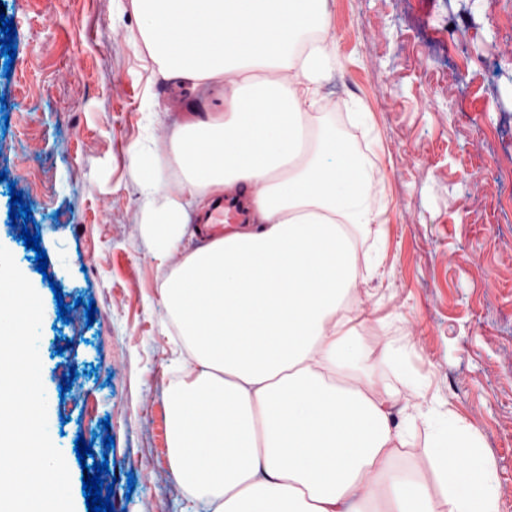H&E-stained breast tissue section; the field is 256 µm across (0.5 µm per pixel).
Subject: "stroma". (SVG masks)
Listing matches in <instances>:
<instances>
[{
    "label": "stroma",
    "mask_w": 512,
    "mask_h": 512,
    "mask_svg": "<svg viewBox=\"0 0 512 512\" xmlns=\"http://www.w3.org/2000/svg\"><path fill=\"white\" fill-rule=\"evenodd\" d=\"M328 9L343 60L324 88L328 109L371 112L372 135L344 133L370 167L372 192L389 201L386 277L358 282V331L371 347L412 340L434 390L478 431L512 512V0H328ZM0 12L17 48L12 68L0 55V245L42 300L50 438L72 456L75 512H88L73 457L80 437L109 464L113 512H181L166 415L174 343L159 295L171 270L142 232L128 150L170 139L173 121L191 116L189 99L157 74L119 0H0ZM147 96L161 114L148 132ZM33 173L44 179L35 194ZM14 190L35 219L46 273L9 224ZM62 304L70 322L57 316Z\"/></svg>",
    "instance_id": "1"
}]
</instances>
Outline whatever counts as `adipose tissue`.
<instances>
[{"mask_svg": "<svg viewBox=\"0 0 512 512\" xmlns=\"http://www.w3.org/2000/svg\"><path fill=\"white\" fill-rule=\"evenodd\" d=\"M326 3L130 0L193 113L172 132L179 196L149 151H128L154 259L182 258L161 292L177 335L167 421L182 512H502L477 431L432 394L414 343L374 350L355 331L357 280L385 277L355 244H384L388 202L342 134L348 121L372 130L371 113L325 109L342 67ZM213 80L219 109L198 93ZM227 191L247 194L248 223L188 243L191 210Z\"/></svg>", "mask_w": 512, "mask_h": 512, "instance_id": "obj_1", "label": "adipose tissue"}]
</instances>
